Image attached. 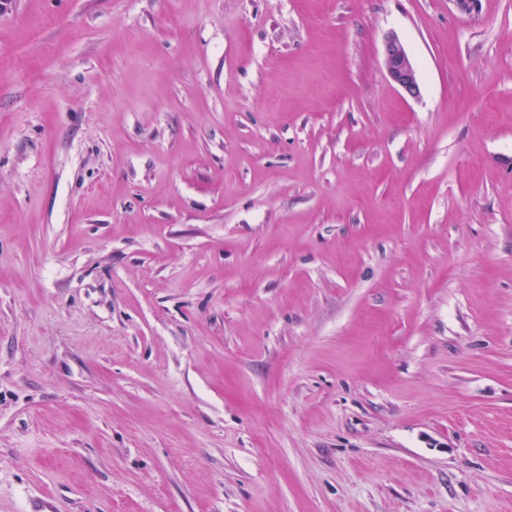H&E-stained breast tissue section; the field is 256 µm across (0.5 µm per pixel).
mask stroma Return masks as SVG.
Segmentation results:
<instances>
[{"label":"stroma","mask_w":512,"mask_h":512,"mask_svg":"<svg viewBox=\"0 0 512 512\" xmlns=\"http://www.w3.org/2000/svg\"><path fill=\"white\" fill-rule=\"evenodd\" d=\"M0 512H512V0H0ZM383 64L389 78L406 96L419 97L417 68L404 42L394 33L384 39Z\"/></svg>","instance_id":"obj_1"}]
</instances>
